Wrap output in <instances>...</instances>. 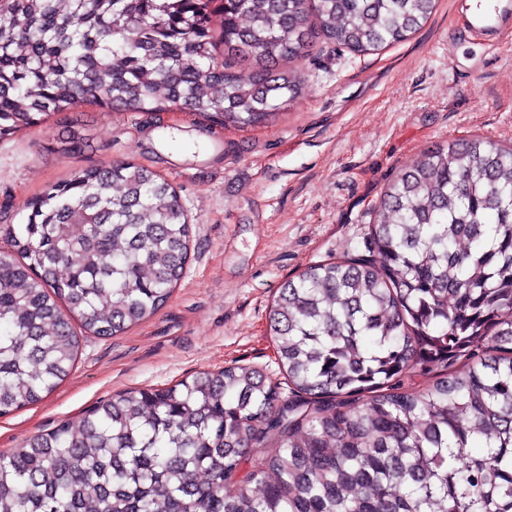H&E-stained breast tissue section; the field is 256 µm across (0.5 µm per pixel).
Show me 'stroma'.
I'll return each mask as SVG.
<instances>
[{"label": "stroma", "instance_id": "stroma-1", "mask_svg": "<svg viewBox=\"0 0 512 512\" xmlns=\"http://www.w3.org/2000/svg\"><path fill=\"white\" fill-rule=\"evenodd\" d=\"M469 0H439L408 40L369 54L317 45L304 98L270 125L202 135L184 112L82 105L0 140V224L79 170L133 160L169 180L192 219L186 274L165 306L119 336L81 334L69 376L42 401L0 416V453L113 394L170 387L238 364L284 383L268 333L276 289L305 267L362 252L370 210L431 145L476 136L512 143V44L489 52L460 23ZM85 123V149H54Z\"/></svg>", "mask_w": 512, "mask_h": 512}]
</instances>
